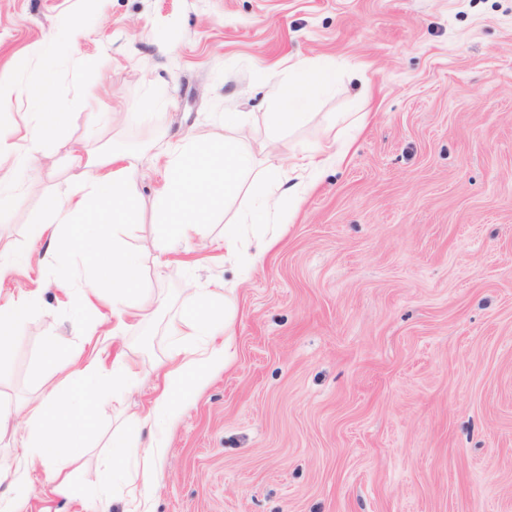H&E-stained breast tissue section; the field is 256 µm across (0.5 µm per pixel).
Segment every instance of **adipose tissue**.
<instances>
[{"mask_svg":"<svg viewBox=\"0 0 512 512\" xmlns=\"http://www.w3.org/2000/svg\"><path fill=\"white\" fill-rule=\"evenodd\" d=\"M339 79L334 60L302 61L293 66L288 77L271 86L273 110L267 127L266 175L274 186L252 190L250 196L256 201L255 207L226 222L225 257L253 267L274 246L275 241L270 238L259 240L255 251L243 249L241 227L254 223L259 214L277 220L296 209L308 185L299 181L284 192L276 191V184L281 183L288 170L273 148L283 131L296 130L304 123L306 111L315 99L335 91ZM18 91L35 106L36 112L23 136L21 149L14 154L13 166L0 170V210L11 205L20 176L34 174L46 143L57 134L61 119L53 107V83L42 73L29 74L20 87L14 81L0 78V98ZM70 164L76 171L72 183L52 199L46 218L30 225L28 233L33 241L46 242L45 256L54 262L91 256L107 259L105 274L89 267L80 296L88 304L99 287L110 288L112 325L107 333L114 337L124 330L128 319L147 320L159 304L158 297L140 285L139 253L129 248L119 233L120 226L133 221L138 199V162L136 157L121 155L94 161L76 150L70 156ZM252 165L253 158L241 139L221 140L211 132L201 133L169 151L168 166L173 177L162 190L166 229L155 242V249L166 265L176 264L180 254L190 252L191 242L200 225L210 221L217 201L240 191ZM190 303L182 324L195 335H219L223 341L202 350L179 348L170 354L159 367L153 405L142 418L141 427L152 428L171 420L177 410V396L186 395L206 369L228 364L231 359L232 323L238 311L237 282L216 284L205 295L191 297ZM135 377L129 366L116 362L108 368L98 359H87L77 373L66 376L65 382L70 386L67 399H59L58 389L53 386L24 406L27 431L23 434L13 424L14 409L0 404V439L11 438L16 447L22 448L27 462L22 473L11 472L0 463V482L8 480L13 485V496L0 507V512H24L39 484L64 496L80 494L86 512H109L110 490L120 489L131 481L132 469H140L144 484H151L155 458L165 446L160 442L143 446L136 432L128 435L124 452L113 459L108 478L98 487L76 491L68 472L75 462L71 453L75 440L73 421L81 418L94 424L105 391L116 395L126 392Z\"/></svg>","mask_w":512,"mask_h":512,"instance_id":"ef3b65f1","label":"adipose tissue"}]
</instances>
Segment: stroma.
<instances>
[{"label":"stroma","mask_w":512,"mask_h":512,"mask_svg":"<svg viewBox=\"0 0 512 512\" xmlns=\"http://www.w3.org/2000/svg\"><path fill=\"white\" fill-rule=\"evenodd\" d=\"M75 17V44L50 50ZM326 57L343 73L335 93L277 150L301 155L334 127L353 140L345 160L254 268L217 246L241 196L194 239L196 265L157 274L167 148L238 117L261 161L270 85ZM21 58L69 117L0 211V252L31 258L0 296L39 298L0 350V402L25 405L78 369L43 360L50 336L140 377L104 399L76 484L97 486L137 430L188 289L235 280L232 361L179 401L155 484L123 487L110 512H512V0H99L92 13L0 0V76L24 81ZM151 91L167 105L149 108ZM77 144L140 156L123 237L162 305L113 339L77 335L84 271L40 263L28 236Z\"/></svg>","instance_id":"obj_1"}]
</instances>
